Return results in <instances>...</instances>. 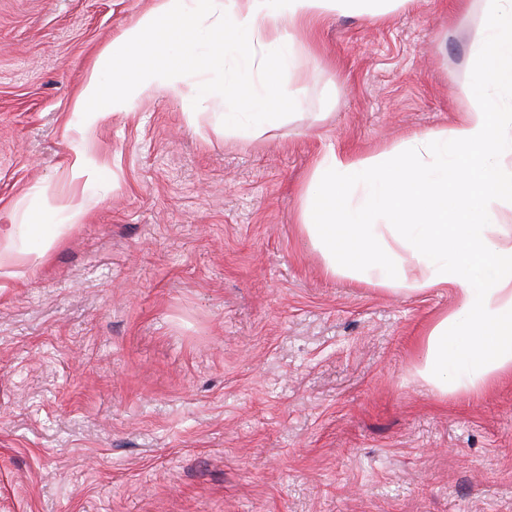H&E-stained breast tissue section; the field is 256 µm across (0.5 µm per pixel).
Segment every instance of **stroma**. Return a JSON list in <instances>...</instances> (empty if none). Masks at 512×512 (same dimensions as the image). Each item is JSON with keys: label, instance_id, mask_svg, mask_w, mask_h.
Instances as JSON below:
<instances>
[{"label": "stroma", "instance_id": "stroma-1", "mask_svg": "<svg viewBox=\"0 0 512 512\" xmlns=\"http://www.w3.org/2000/svg\"><path fill=\"white\" fill-rule=\"evenodd\" d=\"M156 0H0V225L81 224L0 275V512H512V375L413 373L456 292L325 276L300 226L329 152L457 124L479 11L412 0L298 33L281 128L224 95L84 126L75 98Z\"/></svg>", "mask_w": 512, "mask_h": 512}]
</instances>
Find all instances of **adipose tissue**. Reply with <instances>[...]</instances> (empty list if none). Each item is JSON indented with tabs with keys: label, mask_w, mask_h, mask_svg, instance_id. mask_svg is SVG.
<instances>
[{
	"label": "adipose tissue",
	"mask_w": 512,
	"mask_h": 512,
	"mask_svg": "<svg viewBox=\"0 0 512 512\" xmlns=\"http://www.w3.org/2000/svg\"><path fill=\"white\" fill-rule=\"evenodd\" d=\"M409 0H158L126 28L100 59L112 84L90 76L77 111L97 117L137 98L163 95L195 111L209 100V82L186 83L164 62L143 58L148 35L166 32L175 17L209 5L215 21L204 39L178 41L185 58L220 71L226 58L259 61L261 91L224 79V133L257 138L277 130L283 99L301 90L283 76L294 67L293 38L338 10L379 15ZM472 106L446 131L414 134L404 145L350 159L329 151L305 194L300 222L324 259L325 275L349 273L369 285L408 295L456 289L457 311L427 330L416 376L440 395L474 392L512 374V234L493 235L502 205H512V0H483L478 36L468 48ZM417 262L408 275L404 255Z\"/></svg>",
	"instance_id": "obj_1"
}]
</instances>
